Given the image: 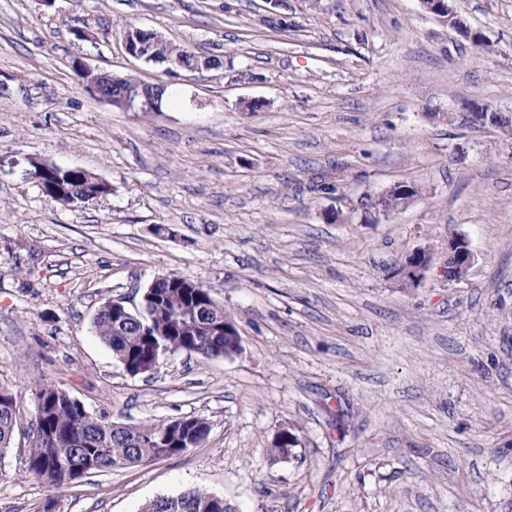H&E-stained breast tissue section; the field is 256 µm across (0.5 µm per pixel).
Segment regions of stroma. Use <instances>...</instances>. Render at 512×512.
<instances>
[{
	"instance_id": "stroma-1",
	"label": "stroma",
	"mask_w": 512,
	"mask_h": 512,
	"mask_svg": "<svg viewBox=\"0 0 512 512\" xmlns=\"http://www.w3.org/2000/svg\"><path fill=\"white\" fill-rule=\"evenodd\" d=\"M453 5L491 52L419 0H0V386L23 405L0 512H141L191 489L234 512H512V134L465 120L512 114V0ZM130 25L222 64L137 60ZM82 63L177 98L125 110L80 88ZM33 159L112 191L51 201ZM403 181L414 196L376 215ZM458 236L475 261L451 282ZM167 274L211 288L241 354L124 371L93 317ZM38 378L95 416L210 432L52 494L26 472ZM432 260L430 249L420 248L409 255L399 271L403 282L407 285L417 284L431 268Z\"/></svg>"
}]
</instances>
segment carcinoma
Segmentation results:
<instances>
[{
	"instance_id": "cac0c4a2",
	"label": "carcinoma",
	"mask_w": 512,
	"mask_h": 512,
	"mask_svg": "<svg viewBox=\"0 0 512 512\" xmlns=\"http://www.w3.org/2000/svg\"><path fill=\"white\" fill-rule=\"evenodd\" d=\"M42 193L76 206L109 194L110 187L80 168L47 164L37 175ZM414 189L402 182L383 204L395 209ZM237 329L210 289L177 275L157 278L144 289L140 310L115 309L103 302L94 318L95 335L127 374L147 373L162 351L226 357L224 327ZM37 401L27 472L53 489L67 488L86 475L137 466L189 451L206 439L210 422L202 416L139 425L114 423L91 415L80 400L43 380L31 388ZM20 417L15 395L0 388V452L9 447ZM144 512H231L224 498L199 489L159 498Z\"/></svg>"
}]
</instances>
